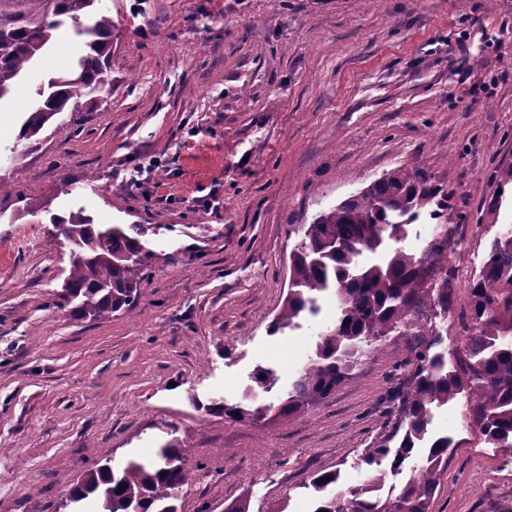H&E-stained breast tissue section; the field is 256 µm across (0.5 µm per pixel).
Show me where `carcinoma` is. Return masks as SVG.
<instances>
[{"label":"carcinoma","mask_w":512,"mask_h":512,"mask_svg":"<svg viewBox=\"0 0 512 512\" xmlns=\"http://www.w3.org/2000/svg\"><path fill=\"white\" fill-rule=\"evenodd\" d=\"M7 2L18 8H0V101L30 74L62 25L70 24L82 38L74 70L35 89L19 132L20 139L30 141L68 110L96 111L111 91L112 17L95 11V0H51L50 20L24 8L30 0ZM449 199L427 173L394 169L318 212L290 255L288 292L270 330L296 325L305 311H315L316 295L328 290L336 296V324L318 335L313 356L277 401L264 397L277 376L260 369L257 389L245 391L243 402L213 401L206 411L255 422L299 414L348 378L363 346L401 329L424 335L415 329L423 308L448 313V289L455 279L448 233H438L417 253L399 246V232L403 217L414 219L424 212L445 223ZM51 223L73 255L56 307L76 319L108 318L128 308L152 256L140 240L143 227L95 224L81 209L56 214ZM469 307L473 327L466 335L471 359L467 379L448 369L444 355L432 352L435 342L411 348L400 363L407 380L388 395L397 404L401 440L393 448L383 439L364 449L360 464L368 478L357 490L339 488L336 471L314 474L311 484L323 496L313 512H430L451 448L448 438L432 433L434 410L461 394L466 382L476 396L471 409L475 425L495 447L512 448V224L492 240L469 285ZM425 438L430 448L414 467L415 476L394 497L373 496L387 474L403 473L416 442ZM188 480L179 442L172 440L147 463L130 461L115 468L106 462L88 470L70 499L92 496L101 501L99 512H178V492Z\"/></svg>","instance_id":"obj_1"}]
</instances>
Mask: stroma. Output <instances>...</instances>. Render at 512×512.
<instances>
[{"label":"stroma","mask_w":512,"mask_h":512,"mask_svg":"<svg viewBox=\"0 0 512 512\" xmlns=\"http://www.w3.org/2000/svg\"><path fill=\"white\" fill-rule=\"evenodd\" d=\"M115 25L112 93L19 139L33 87L66 71L51 51L0 103V512H68L77 479L151 458L178 439L190 480L180 512H312L311 477L360 487L364 448L395 432L388 393L413 335L366 347L349 378L306 412L236 422L257 369L288 383L335 298L270 333L300 225L396 168L452 192L456 286L434 319L437 352L466 366L468 286L512 222V0H97ZM199 133L188 137L187 129ZM159 156L152 198L117 171ZM218 192L219 208L197 206ZM497 223H478L490 198ZM140 224L153 258L128 310L76 320L55 301L69 251L52 215ZM453 453L432 512H498L512 500V449L473 424L467 395L440 410Z\"/></svg>","instance_id":"stroma-1"}]
</instances>
